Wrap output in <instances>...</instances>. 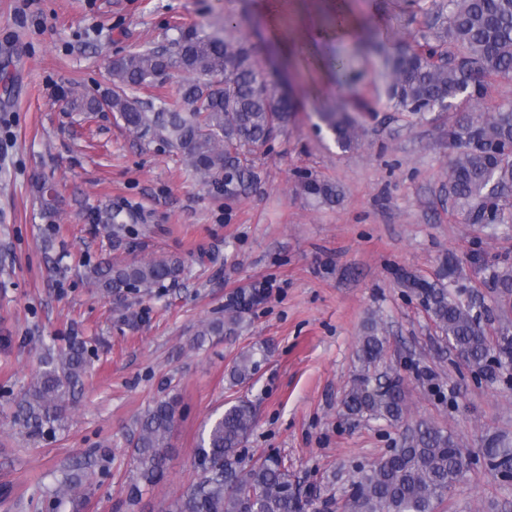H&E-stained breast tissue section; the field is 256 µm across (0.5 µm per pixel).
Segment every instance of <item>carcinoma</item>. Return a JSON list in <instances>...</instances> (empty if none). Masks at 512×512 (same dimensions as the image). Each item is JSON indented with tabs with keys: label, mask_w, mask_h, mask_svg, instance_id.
<instances>
[{
	"label": "carcinoma",
	"mask_w": 512,
	"mask_h": 512,
	"mask_svg": "<svg viewBox=\"0 0 512 512\" xmlns=\"http://www.w3.org/2000/svg\"><path fill=\"white\" fill-rule=\"evenodd\" d=\"M427 18V27L440 35L422 33L398 42L390 51L368 40L362 29L358 43L381 58L387 93L397 112L426 115L456 111L473 99L485 100L495 84L512 80V0H410ZM112 91L101 96H70L75 112H97L107 105L130 132L161 140L179 153L205 184H224L233 194L257 179L247 153L270 140L295 111L294 101L275 93L272 83L254 66L251 47L195 30H179L166 45L146 47L117 57L110 65ZM172 71L187 75L180 96L172 104L155 106L132 98L127 90L149 85ZM336 144L343 150L358 145L363 128L345 109L322 116ZM457 151L448 165V197L469 224L512 222V104H500L486 116L464 115L448 133ZM305 194L334 204L340 191L331 182L307 178ZM46 209L57 193L47 178L36 181ZM182 272L176 258L112 264L98 262L86 277L103 295L128 290L148 292L174 282ZM502 307L512 305V273L494 274ZM408 288L422 297L425 309L442 336L467 362L482 368L493 384L512 366V320L500 318L497 342L481 327L474 305L462 302L437 281L409 275ZM238 312L201 325L195 344L213 336L235 334ZM385 329L372 317L360 338L357 358L361 368L352 379L343 406L355 419L401 422L407 413L403 380L380 373L385 353ZM266 349L252 348L233 361L234 385L251 381ZM43 370L29 384L15 412L16 420L33 434L52 430L64 411L74 406L83 376L91 363L85 344L73 336L64 347L46 346ZM179 402L167 397L149 406L137 421L130 440L133 475L126 484L125 504L132 509L143 493L166 477L170 438ZM253 405L244 399L224 409L200 437L195 465L198 477L176 497L167 512H307L312 499L293 488L288 468L273 453L248 456L243 451L256 423ZM482 457L497 472H512V443L487 440ZM465 474L462 452L452 435L426 422L418 423L402 445L352 479L343 512H436ZM85 475L63 473L49 491L48 512H82Z\"/></svg>",
	"instance_id": "obj_1"
}]
</instances>
